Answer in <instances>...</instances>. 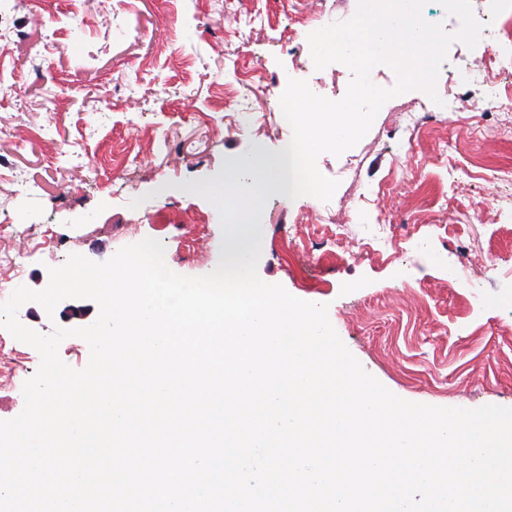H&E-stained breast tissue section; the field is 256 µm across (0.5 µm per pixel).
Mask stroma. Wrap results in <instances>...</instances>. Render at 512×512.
<instances>
[{"label": "stroma", "mask_w": 512, "mask_h": 512, "mask_svg": "<svg viewBox=\"0 0 512 512\" xmlns=\"http://www.w3.org/2000/svg\"><path fill=\"white\" fill-rule=\"evenodd\" d=\"M479 43L452 42L439 73L454 112H426L412 90L388 100L353 148L321 154L338 180L329 202L270 194L262 217L260 278L328 306L337 335L363 368L420 404L512 407V59L503 35L512 0H471ZM358 0H0V251L29 250L22 284L44 289L48 270L76 253L95 261L153 238L173 272L202 276L224 254L220 215L185 184L224 175L230 162L280 152L292 129L267 103L288 79L341 99V64L305 73L308 43L289 48L295 20L353 17ZM494 83L501 105L486 102ZM57 103L45 110L44 99ZM136 165L118 171L126 152ZM26 181V191L16 189ZM164 197H157V190ZM138 208H130L133 199ZM390 225L397 250H364ZM19 321L42 334L98 316L79 299Z\"/></svg>", "instance_id": "35a3bbf8"}]
</instances>
